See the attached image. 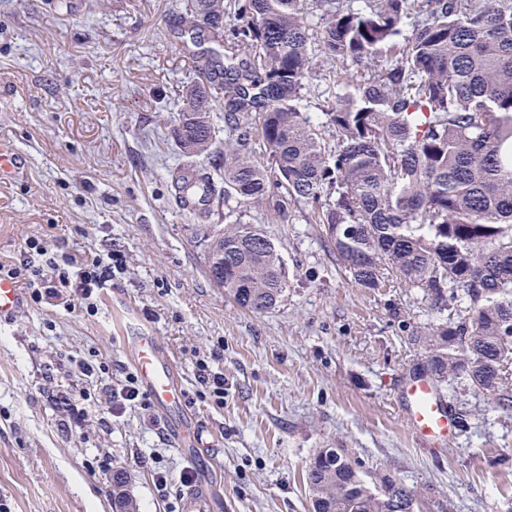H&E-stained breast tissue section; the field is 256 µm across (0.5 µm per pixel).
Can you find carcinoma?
Returning <instances> with one entry per match:
<instances>
[{
    "label": "carcinoma",
    "mask_w": 512,
    "mask_h": 512,
    "mask_svg": "<svg viewBox=\"0 0 512 512\" xmlns=\"http://www.w3.org/2000/svg\"><path fill=\"white\" fill-rule=\"evenodd\" d=\"M320 56L373 61L377 70L326 112L339 142L320 141L300 110L314 69L302 0H190L181 35L231 49L196 57L172 139L185 157L209 154L221 104L235 144L211 156L198 181L179 171L176 190L265 206L288 222V205L317 210L327 242L354 283L373 290L395 275L458 320L415 336L416 373L450 379L512 410V0H424L425 18L401 37L410 0L353 8L316 0ZM233 13L239 24L224 27ZM256 114L270 167L249 148ZM209 275L242 307L265 312L288 290L284 262L262 225L230 224L208 248ZM125 477L113 476L117 512H133ZM306 484L313 512H415L416 499L388 473L363 469L343 448H321Z\"/></svg>",
    "instance_id": "carcinoma-1"
}]
</instances>
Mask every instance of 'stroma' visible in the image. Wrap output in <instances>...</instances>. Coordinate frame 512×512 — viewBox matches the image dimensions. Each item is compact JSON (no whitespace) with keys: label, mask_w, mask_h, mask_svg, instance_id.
Returning a JSON list of instances; mask_svg holds the SVG:
<instances>
[{"label":"stroma","mask_w":512,"mask_h":512,"mask_svg":"<svg viewBox=\"0 0 512 512\" xmlns=\"http://www.w3.org/2000/svg\"><path fill=\"white\" fill-rule=\"evenodd\" d=\"M186 5L0 0V137L26 159L0 185V262L22 260L32 236L60 254L127 260L95 315L29 302L0 324V502L10 512H113L120 470L139 512H182L186 463L163 427L137 408L100 427L106 406L75 373V359L95 355L122 379L133 369L122 338L135 325L169 348L187 411L219 451L208 512H308L305 467L321 448L401 480L417 512H512V411L460 385L445 396L463 419L448 445L424 444L402 420L400 391L422 355L414 336L464 313V299L440 311L393 276L357 286L305 202L290 205L284 224L233 201L214 200L204 220L177 206L173 174L208 164L171 139L194 73V48L176 25ZM372 69L317 61L301 110L327 146L337 143L327 106ZM229 224L262 225L274 238L288 278L275 308H243L211 280L207 238ZM215 350L220 407L195 380L196 360ZM67 393L83 428L60 424ZM149 456L166 486L139 466Z\"/></svg>","instance_id":"1"}]
</instances>
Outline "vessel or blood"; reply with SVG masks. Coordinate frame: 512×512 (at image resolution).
I'll return each mask as SVG.
<instances>
[{
  "label": "vessel or blood",
  "mask_w": 512,
  "mask_h": 512,
  "mask_svg": "<svg viewBox=\"0 0 512 512\" xmlns=\"http://www.w3.org/2000/svg\"><path fill=\"white\" fill-rule=\"evenodd\" d=\"M23 167L24 157L14 143L0 139V182L12 181ZM23 306V289L14 280L0 276V322L12 320ZM125 346L137 369L142 389L160 415L168 419L184 413L186 393L177 378L173 359L160 338L149 332H139L126 337ZM402 398L404 420L418 439L437 445L452 440L456 419L431 378H409ZM171 439L186 462H194L197 450L191 426H175ZM207 501L202 480H195L184 494L183 512H204Z\"/></svg>",
  "instance_id": "b4317fda"
}]
</instances>
